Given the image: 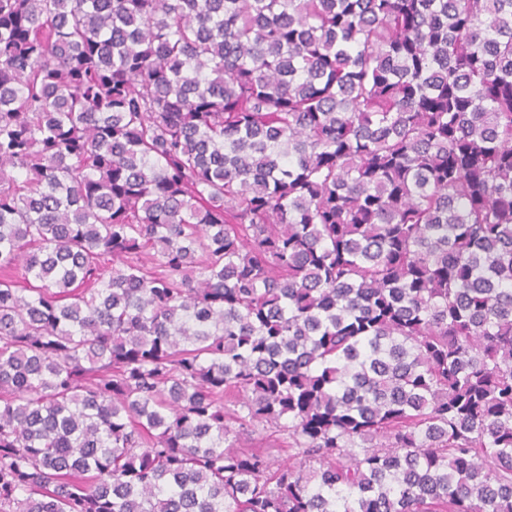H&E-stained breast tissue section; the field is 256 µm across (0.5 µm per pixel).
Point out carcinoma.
Masks as SVG:
<instances>
[{
    "label": "carcinoma",
    "instance_id": "cac0c4a2",
    "mask_svg": "<svg viewBox=\"0 0 512 512\" xmlns=\"http://www.w3.org/2000/svg\"><path fill=\"white\" fill-rule=\"evenodd\" d=\"M0 512H512V0H0ZM286 441L288 440H283L282 436L271 434L269 431H259L253 434L249 444L252 448L267 453L277 464L288 462L290 458L291 462L299 461L293 456L295 450L288 448Z\"/></svg>",
    "mask_w": 512,
    "mask_h": 512
}]
</instances>
